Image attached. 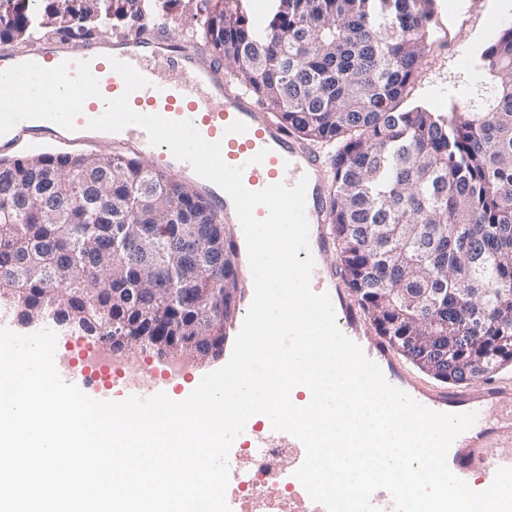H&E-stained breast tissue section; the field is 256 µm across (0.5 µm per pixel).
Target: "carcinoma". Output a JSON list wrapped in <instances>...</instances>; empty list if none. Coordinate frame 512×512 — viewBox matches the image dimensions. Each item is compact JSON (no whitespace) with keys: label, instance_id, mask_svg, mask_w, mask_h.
I'll return each instance as SVG.
<instances>
[{"label":"carcinoma","instance_id":"cac0c4a2","mask_svg":"<svg viewBox=\"0 0 512 512\" xmlns=\"http://www.w3.org/2000/svg\"><path fill=\"white\" fill-rule=\"evenodd\" d=\"M140 2L0 0V44L31 46L46 23L90 38ZM362 2L280 0L260 29L222 8L204 46L323 149L336 255L375 333L465 383L512 360V25L472 58L467 111L445 115L402 106L429 46L426 0ZM238 262L224 216L137 157L0 159V297L30 320L151 350L197 335L203 302L239 287Z\"/></svg>","mask_w":512,"mask_h":512}]
</instances>
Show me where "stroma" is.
Segmentation results:
<instances>
[{"mask_svg":"<svg viewBox=\"0 0 512 512\" xmlns=\"http://www.w3.org/2000/svg\"><path fill=\"white\" fill-rule=\"evenodd\" d=\"M213 8L212 0H142L141 19L169 21V43H188ZM427 9L430 47L409 102L436 112H459L470 76L466 60L496 39L502 16L490 0H430Z\"/></svg>","mask_w":512,"mask_h":512,"instance_id":"1","label":"stroma"}]
</instances>
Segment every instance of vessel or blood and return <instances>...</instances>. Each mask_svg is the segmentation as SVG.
Wrapping results in <instances>:
<instances>
[{
  "mask_svg": "<svg viewBox=\"0 0 512 512\" xmlns=\"http://www.w3.org/2000/svg\"><path fill=\"white\" fill-rule=\"evenodd\" d=\"M164 37L163 26L154 22L144 25L133 37L120 38L106 47L87 41L53 39L22 57L0 55V71L25 61L46 68L65 60L89 61L100 94L88 99L75 119V132L80 138L108 141L117 149L131 148L138 155L157 159L178 177L192 180L198 194L223 207L225 214L235 212L230 197L214 183L196 175L191 165L177 159L168 146L152 145L142 127L130 125L116 133L88 129V120L104 112L106 100L119 97L125 89L123 78L110 64L111 59L132 65L149 81L148 86L130 96L135 111L191 120L207 141L221 142L223 158L229 165L244 166L243 183L248 190L259 191L279 182L291 187L306 181L309 244L315 260L312 289L329 294L338 328L380 367L388 383L432 410L476 413L475 425L453 442L447 463L462 479L480 471V486L488 488L499 468H512L511 456L492 458L486 453L492 445L512 447V386L496 378L464 390L426 386L403 371L388 342L379 336L369 337L367 321L343 291L340 269L326 267L322 261L331 241L325 234L329 187L320 156L272 124L265 115V107L224 79L219 64H201L193 48L166 45ZM69 134L48 121L24 120L0 134V144L7 146L20 138L39 144L64 140ZM261 151L266 154L264 161L253 163V156Z\"/></svg>",
  "mask_w": 512,
  "mask_h": 512,
  "instance_id": "1",
  "label": "vessel or blood"
}]
</instances>
